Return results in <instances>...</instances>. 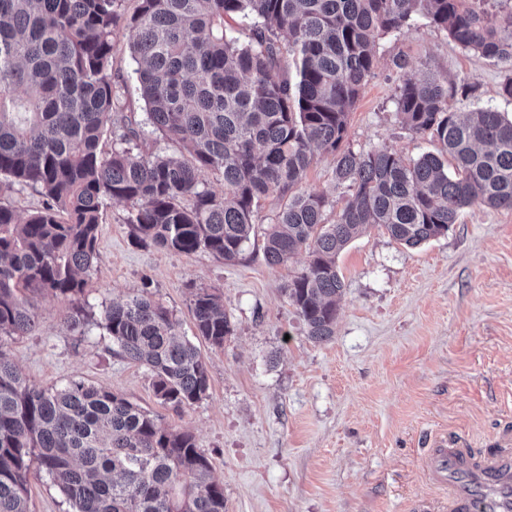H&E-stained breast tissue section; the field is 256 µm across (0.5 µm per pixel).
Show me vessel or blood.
Instances as JSON below:
<instances>
[{"instance_id": "b4317fda", "label": "vessel or blood", "mask_w": 512, "mask_h": 512, "mask_svg": "<svg viewBox=\"0 0 512 512\" xmlns=\"http://www.w3.org/2000/svg\"><path fill=\"white\" fill-rule=\"evenodd\" d=\"M429 483L447 496L448 512H512V447L478 454L434 441L423 460Z\"/></svg>"}]
</instances>
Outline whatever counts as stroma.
<instances>
[{"label":"stroma","instance_id":"35a3bbf8","mask_svg":"<svg viewBox=\"0 0 512 512\" xmlns=\"http://www.w3.org/2000/svg\"><path fill=\"white\" fill-rule=\"evenodd\" d=\"M114 41L121 103L145 120L126 41ZM376 51L378 67L349 117L345 143L356 150L385 146L414 158L430 149L396 112L403 78H470L481 102L495 105L512 73L421 17L380 36ZM398 53L410 60L403 74L390 67ZM301 188L325 194L326 219L335 221L344 199L332 157H320ZM283 204L277 196L263 203L233 264L136 247L124 222L129 203L106 210L86 288L92 319L147 287L189 333L190 289L224 296L234 332L223 347L201 344L208 396L182 412L156 399L145 367L122 358L98 327L82 337L67 329V302L38 300V327L7 348L36 386L81 380L191 430L224 486V512H417L442 496L420 466L433 436L485 452L512 435V210L473 207L416 248L368 228L336 260L345 282L336 334L316 343L284 295L307 255L275 268L263 257Z\"/></svg>","mask_w":512,"mask_h":512}]
</instances>
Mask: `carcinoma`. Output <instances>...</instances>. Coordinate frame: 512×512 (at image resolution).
<instances>
[{"mask_svg":"<svg viewBox=\"0 0 512 512\" xmlns=\"http://www.w3.org/2000/svg\"><path fill=\"white\" fill-rule=\"evenodd\" d=\"M0 0V195L34 188L43 206L0 203V512H30L28 475L45 471L72 512H224V487L188 431L109 389L27 380L5 342L39 323L35 299L67 302L83 336L85 300L108 203L140 247L242 258L261 202L287 198L265 233L276 267L301 251L285 288L307 336L336 335L345 284L336 257L368 226L417 247L474 206L512 209V119L480 101L478 84L406 79L396 112L436 150L407 159L387 147L343 145L349 115L377 65L375 39L423 17L461 49L512 70V0L498 22L470 0ZM250 21L241 39L224 21ZM136 64L146 123L173 154L141 149V127L119 117L114 35ZM116 137L112 150L105 134ZM333 156L348 197L332 224L327 197L299 189L318 156ZM224 183L210 189L208 176ZM195 336L224 346L233 332L221 295L191 289ZM101 327L120 355L150 373L178 412L208 397L200 349L144 291L105 307Z\"/></svg>","mask_w":512,"mask_h":512,"instance_id":"1","label":"carcinoma"}]
</instances>
